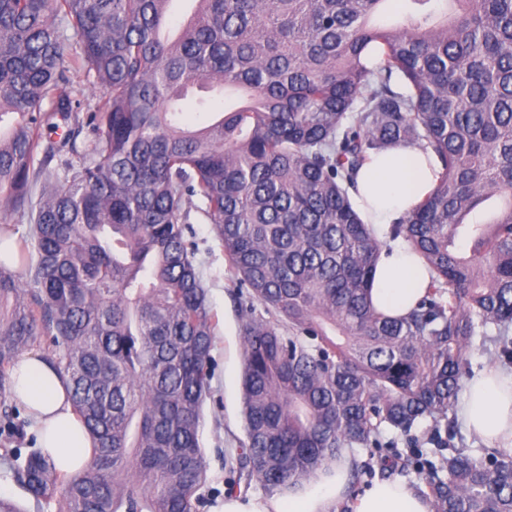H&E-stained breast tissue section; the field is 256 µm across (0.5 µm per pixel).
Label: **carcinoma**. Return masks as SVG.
Returning <instances> with one entry per match:
<instances>
[{"label":"carcinoma","mask_w":512,"mask_h":512,"mask_svg":"<svg viewBox=\"0 0 512 512\" xmlns=\"http://www.w3.org/2000/svg\"><path fill=\"white\" fill-rule=\"evenodd\" d=\"M172 2L0 0V122L16 115L0 200L30 223L18 268L0 261V430L19 414L9 372L39 346L97 443L76 475L5 448L14 482L38 512H198L219 324L195 210L244 313L245 487L279 493L429 418L433 448L381 465L422 474L432 512H512V454L444 442L473 337L494 329L512 357V0H454L443 18L406 0L392 26L373 22L386 0H196L169 40ZM75 75L104 89L82 118L58 93ZM194 86L246 101L198 100L212 118L189 130ZM85 128L79 164L49 169ZM399 145L440 171L392 228L431 278L389 318L369 296L382 243L351 191L370 153Z\"/></svg>","instance_id":"obj_1"}]
</instances>
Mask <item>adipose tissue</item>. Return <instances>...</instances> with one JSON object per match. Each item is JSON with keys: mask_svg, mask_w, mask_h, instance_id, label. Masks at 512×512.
I'll use <instances>...</instances> for the list:
<instances>
[{"mask_svg": "<svg viewBox=\"0 0 512 512\" xmlns=\"http://www.w3.org/2000/svg\"><path fill=\"white\" fill-rule=\"evenodd\" d=\"M433 155L417 147L370 154L352 198L361 218L384 246L376 266L372 301L379 312L406 315L423 296L429 273L403 240H390L392 225L423 199L437 178ZM14 396L39 432V443L58 470L75 474L91 460L92 439L77 418L67 385L40 353L21 356L10 373ZM459 416L491 448L512 452V367L496 365L466 382ZM351 458L342 455L287 493L262 498L226 494L213 512H334L348 494ZM352 512H431L428 498L398 479L374 482Z\"/></svg>", "mask_w": 512, "mask_h": 512, "instance_id": "ef3b65f1", "label": "adipose tissue"}]
</instances>
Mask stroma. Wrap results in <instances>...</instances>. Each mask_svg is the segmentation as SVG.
<instances>
[{"label":"stroma","instance_id":"1","mask_svg":"<svg viewBox=\"0 0 512 512\" xmlns=\"http://www.w3.org/2000/svg\"><path fill=\"white\" fill-rule=\"evenodd\" d=\"M198 245L204 284L219 319L220 333L212 352V398L204 407L202 445L209 483L202 489L200 512H211L223 501L226 488L238 478L233 449L244 437L242 375V317L229 296L231 287L224 248L212 224L199 215L190 219Z\"/></svg>","mask_w":512,"mask_h":512}]
</instances>
